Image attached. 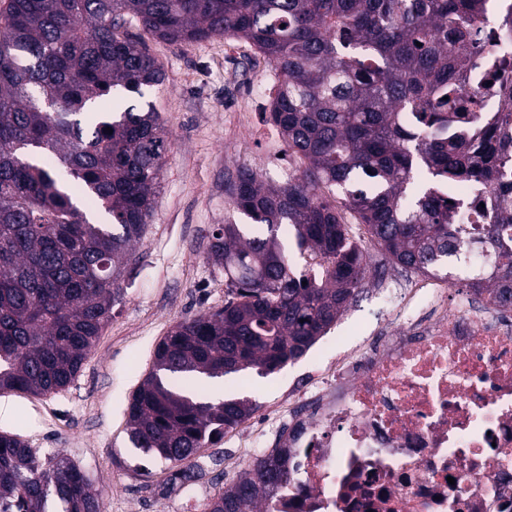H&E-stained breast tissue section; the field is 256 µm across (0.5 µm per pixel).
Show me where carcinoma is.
I'll list each match as a JSON object with an SVG mask.
<instances>
[{
  "mask_svg": "<svg viewBox=\"0 0 512 512\" xmlns=\"http://www.w3.org/2000/svg\"><path fill=\"white\" fill-rule=\"evenodd\" d=\"M482 0H5L0 6V391L56 393L79 373L151 220L169 130L144 101L164 73L144 37L172 45L214 36L251 43L274 67V127L297 162L285 183L237 171L233 209L210 258L224 307L176 323L128 406L134 448L195 478L193 458L251 417L250 398H213L205 379L271 373L302 357L368 287L366 256L340 208L389 261L438 272L464 259L466 229L445 195L461 181L498 187L477 240L512 241V129L471 135L448 110L454 75L507 64L477 57ZM136 26L141 36L127 33ZM112 97V111L95 105ZM111 128L112 132L105 131ZM321 256L298 270L279 234ZM512 280V248L482 282ZM288 479L275 446L206 512H274ZM101 512L86 475L49 465L0 433V512Z\"/></svg>",
  "mask_w": 512,
  "mask_h": 512,
  "instance_id": "carcinoma-1",
  "label": "carcinoma"
}]
</instances>
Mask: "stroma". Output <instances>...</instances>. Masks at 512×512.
<instances>
[{
  "label": "stroma",
  "instance_id": "1",
  "mask_svg": "<svg viewBox=\"0 0 512 512\" xmlns=\"http://www.w3.org/2000/svg\"><path fill=\"white\" fill-rule=\"evenodd\" d=\"M149 50L165 79L147 99L168 125L170 146L153 217L134 247L120 299L65 390L47 396L0 393V405L12 409L0 416V432L20 436L41 460L68 458L100 491L102 512H184L182 482L168 483V465L130 442L128 403L170 328L224 305V271L209 261L208 251L219 225L233 215L229 180L248 168L282 183L290 167L284 141L267 124L271 98L259 92L273 86L274 73L254 46L221 36L180 46L153 40ZM341 216L372 258L370 278L407 281V272L383 257L349 211ZM392 309L387 287L369 289L300 359L236 383L235 394L259 406L249 420L262 431L255 456L275 447L288 421L283 406L298 386L314 382L316 365L335 360L337 350L367 348L390 328ZM239 434L230 429L201 449V472L193 482L198 504L241 475V468L223 465L240 455Z\"/></svg>",
  "mask_w": 512,
  "mask_h": 512
}]
</instances>
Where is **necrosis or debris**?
Listing matches in <instances>:
<instances>
[{
	"label": "necrosis or debris",
	"mask_w": 512,
	"mask_h": 512,
	"mask_svg": "<svg viewBox=\"0 0 512 512\" xmlns=\"http://www.w3.org/2000/svg\"><path fill=\"white\" fill-rule=\"evenodd\" d=\"M512 0H484L481 55L505 51ZM471 130L501 119L512 67L491 81L460 75ZM494 193L463 184L452 221L488 224ZM399 331L338 354L288 426V481L275 512H512V330L471 294L449 302L422 278L394 298Z\"/></svg>",
	"instance_id": "obj_1"
}]
</instances>
